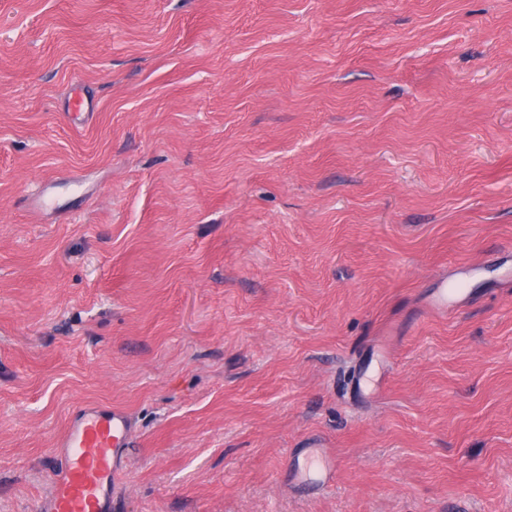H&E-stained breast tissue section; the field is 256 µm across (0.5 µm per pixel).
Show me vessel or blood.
Instances as JSON below:
<instances>
[{
	"mask_svg": "<svg viewBox=\"0 0 512 512\" xmlns=\"http://www.w3.org/2000/svg\"><path fill=\"white\" fill-rule=\"evenodd\" d=\"M131 443L132 421L127 413L77 406L59 445L41 512H110L123 485ZM295 475L308 485L328 484L336 478V460L326 449H305Z\"/></svg>",
	"mask_w": 512,
	"mask_h": 512,
	"instance_id": "vessel-or-blood-1",
	"label": "vessel or blood"
}]
</instances>
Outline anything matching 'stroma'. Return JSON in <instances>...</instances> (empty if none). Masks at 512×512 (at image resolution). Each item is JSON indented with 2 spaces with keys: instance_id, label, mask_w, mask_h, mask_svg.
Instances as JSON below:
<instances>
[{
  "instance_id": "35a3bbf8",
  "label": "stroma",
  "mask_w": 512,
  "mask_h": 512,
  "mask_svg": "<svg viewBox=\"0 0 512 512\" xmlns=\"http://www.w3.org/2000/svg\"><path fill=\"white\" fill-rule=\"evenodd\" d=\"M87 402L116 512H512V0H0V512ZM453 292H448L446 288H436L435 295L429 303V308L442 316L455 312L457 307V294L454 292L459 288H452ZM304 448L302 461L297 460L295 477L308 485H326L336 478V459L325 448Z\"/></svg>"
}]
</instances>
